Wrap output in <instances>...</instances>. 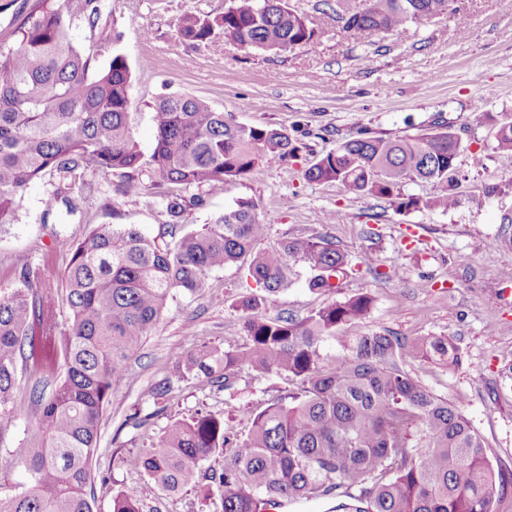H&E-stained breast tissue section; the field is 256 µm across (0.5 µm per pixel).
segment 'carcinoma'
<instances>
[{"label": "carcinoma", "mask_w": 512, "mask_h": 512, "mask_svg": "<svg viewBox=\"0 0 512 512\" xmlns=\"http://www.w3.org/2000/svg\"><path fill=\"white\" fill-rule=\"evenodd\" d=\"M231 0L220 16L188 17L182 38L205 43L215 30L243 50L280 54L310 43L288 0ZM321 13L357 40L400 34L413 22L461 15L456 0H321ZM102 0H35L14 30L17 43L0 45V228L17 220L22 191L47 175L58 183L54 202L76 209V178L90 171L120 177L117 191L136 195L145 173L153 182L206 186L256 180L260 155L293 156L300 150L286 131L240 123L207 101L188 95L160 98L153 107L155 141L145 153L133 139L132 72L112 54L106 65L74 42L78 20L96 30ZM460 141L445 124L416 136L362 133L318 156L309 180L336 183L354 195L392 196L410 180L448 183ZM494 150L512 164V121L499 125ZM458 205L443 190L422 200L400 197L399 211H447ZM254 204L240 201L199 229L164 224L156 236L135 224H103L80 242L56 238L70 255L58 287L51 276L20 271V286L0 296V437L9 431L18 368L32 380L26 390L36 419L12 450L28 482L0 499V512H94V460L104 410L128 365L160 321L175 291L194 294L214 270L249 259L248 276L266 293L288 288L298 264L308 287L329 291L346 260L320 235L285 238L266 250V232ZM261 295L241 301L248 342L203 346L173 368L179 380L196 379L230 391L238 369L288 379V393L252 413L243 436L224 428L214 413L175 420L148 437L138 457L157 489L176 494L191 487L219 496L221 512H264L266 505L346 497L339 512H493V500L512 494V473L495 469L480 434L460 407L433 394L402 367L407 345L387 333H364L325 350L336 330L363 320L368 296L332 302L302 319L267 317ZM71 311L60 321L62 305ZM423 357L456 367L458 348L446 336L413 342ZM224 448V468L204 479L201 466ZM112 512H139V492L112 497Z\"/></svg>", "instance_id": "carcinoma-1"}]
</instances>
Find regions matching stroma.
<instances>
[{
    "instance_id": "35a3bbf8",
    "label": "stroma",
    "mask_w": 512,
    "mask_h": 512,
    "mask_svg": "<svg viewBox=\"0 0 512 512\" xmlns=\"http://www.w3.org/2000/svg\"><path fill=\"white\" fill-rule=\"evenodd\" d=\"M317 2L289 0L316 36L272 55L238 49L220 30L206 43L180 38L186 17L218 16L230 0H112L111 40L102 45L99 61L107 63L118 52L131 68V109L142 150L154 142L153 104L168 94L205 99L241 123L282 128L302 143L296 156L284 160L263 155L260 179L225 183L218 194L205 187L177 188L187 201L180 224L197 229L249 201L267 226L259 248L299 235L333 240L347 261L335 290H311L303 268L288 288L266 295L262 314L301 319L327 303L367 294L370 313L342 326L338 336L386 332L408 342L448 337L462 354L458 368L409 349L403 367L434 394L459 404L482 436L492 465L512 471V173L494 150L497 123L512 120V0H463L464 19L423 20L405 36L380 34L369 42L351 38L318 13ZM437 122L461 141L447 187L460 204L448 211H400L391 199L355 196L305 176L316 157L357 133L415 135ZM118 182L111 175L85 174L73 189L76 213L63 215L56 226L43 221L53 181L31 183L17 221L0 231V295L18 286L24 267L62 276L69 256L57 247L56 236L79 240L99 224H135L154 236L171 223L165 189L148 182L140 194L124 196ZM492 186L498 192L487 205L470 203L471 195ZM255 291L241 262L211 272L202 291L169 299L103 415L94 512H112L113 494L127 485L139 488L140 512H220L219 501L202 499L192 489L169 496L148 482L133 464L145 443L128 417L137 408L152 414L150 432L158 435L174 420L212 411L229 430L247 434L250 411L284 395V378H259L244 367L226 392L202 388L194 379L178 381L160 415L151 388L172 376L175 362L197 345L223 346L231 331L237 343H246L240 302ZM33 420L32 410L17 413L0 438V498L20 492L27 481L11 450Z\"/></svg>"
}]
</instances>
